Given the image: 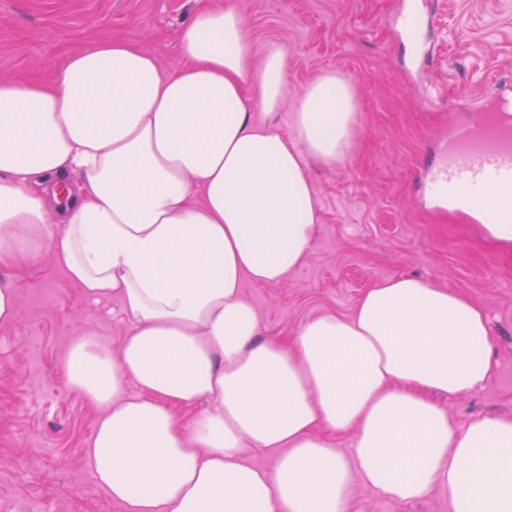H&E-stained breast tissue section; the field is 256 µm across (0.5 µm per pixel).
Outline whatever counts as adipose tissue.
Returning a JSON list of instances; mask_svg holds the SVG:
<instances>
[{
	"label": "adipose tissue",
	"instance_id": "obj_1",
	"mask_svg": "<svg viewBox=\"0 0 512 512\" xmlns=\"http://www.w3.org/2000/svg\"><path fill=\"white\" fill-rule=\"evenodd\" d=\"M181 45L174 73L102 36L51 82L0 81V268L53 251L130 320L120 353L82 334L67 355L71 386L101 410L85 451L99 484L125 512H344L358 482L402 503L437 491L450 512H512V415L458 427L441 403L492 369L489 317L467 294L381 280L350 316L311 319L290 341L263 337L242 296L244 280L280 283L310 252L309 164L350 154L351 82L317 78L286 133L273 119L286 53L270 45L249 66L230 0L198 10ZM70 172L78 190L43 182ZM247 448L272 467L246 464Z\"/></svg>",
	"mask_w": 512,
	"mask_h": 512
}]
</instances>
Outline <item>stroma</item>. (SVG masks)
Returning <instances> with one entry per match:
<instances>
[{
    "mask_svg": "<svg viewBox=\"0 0 512 512\" xmlns=\"http://www.w3.org/2000/svg\"><path fill=\"white\" fill-rule=\"evenodd\" d=\"M226 0H0V80H50L65 53L102 33L185 66L180 32L202 7ZM235 0L251 36L250 65L276 43L287 52L277 120L288 127L304 88L334 72L356 88L359 122L342 164L311 163L319 217L313 247L281 283L244 281L262 334L293 339L315 316L350 314L373 282L417 275L466 293L490 316L493 370L448 400L456 425L512 414V248L481 225L437 212L421 177L449 118H464L476 87L512 96V0ZM431 21L421 43L397 18L406 4ZM13 322L0 325V512H124L96 482L85 448L100 411L67 379L74 336L119 351L130 322L118 299L95 302L52 252L8 269ZM346 512H449L435 493L401 503L355 485Z\"/></svg>",
    "mask_w": 512,
    "mask_h": 512,
    "instance_id": "obj_1",
    "label": "stroma"
}]
</instances>
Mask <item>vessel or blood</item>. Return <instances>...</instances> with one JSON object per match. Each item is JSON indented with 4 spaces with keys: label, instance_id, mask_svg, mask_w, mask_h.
Masks as SVG:
<instances>
[{
    "label": "vessel or blood",
    "instance_id": "vessel-or-blood-1",
    "mask_svg": "<svg viewBox=\"0 0 512 512\" xmlns=\"http://www.w3.org/2000/svg\"><path fill=\"white\" fill-rule=\"evenodd\" d=\"M491 186L512 190V123L484 106L465 120H449L448 144L431 161L422 187L435 206L459 210L473 208Z\"/></svg>",
    "mask_w": 512,
    "mask_h": 512
}]
</instances>
